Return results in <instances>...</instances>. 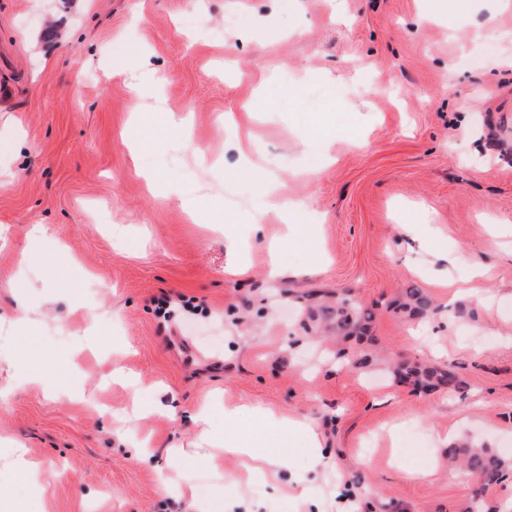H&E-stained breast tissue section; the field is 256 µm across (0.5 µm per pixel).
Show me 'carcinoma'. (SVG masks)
<instances>
[{
  "instance_id": "carcinoma-1",
  "label": "carcinoma",
  "mask_w": 512,
  "mask_h": 512,
  "mask_svg": "<svg viewBox=\"0 0 512 512\" xmlns=\"http://www.w3.org/2000/svg\"><path fill=\"white\" fill-rule=\"evenodd\" d=\"M397 310L409 320H423L435 310L433 299L419 286L403 289ZM307 319L317 327L334 332L343 337L362 336L369 330L375 318V312L359 304L350 296L336 298L332 302H321L307 297ZM397 382L408 384L416 390L457 391L467 388L454 367L426 362H403L392 370ZM449 463L462 473L475 475L480 483L472 491V510L481 512L483 493L493 484H498L512 472V464L485 444L476 445L466 439L458 441L448 448Z\"/></svg>"
}]
</instances>
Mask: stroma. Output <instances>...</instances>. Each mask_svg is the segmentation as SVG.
<instances>
[{
    "mask_svg": "<svg viewBox=\"0 0 512 512\" xmlns=\"http://www.w3.org/2000/svg\"><path fill=\"white\" fill-rule=\"evenodd\" d=\"M246 158L305 210L253 231ZM412 283L428 320L386 308ZM340 292L376 310L373 367L301 328ZM436 351L465 391L387 371ZM228 405L307 421L321 453L269 427L255 455L292 466L248 474L195 422ZM416 415L512 459V0H0V512H190V487L226 512H466Z\"/></svg>",
    "mask_w": 512,
    "mask_h": 512,
    "instance_id": "obj_1",
    "label": "stroma"
}]
</instances>
